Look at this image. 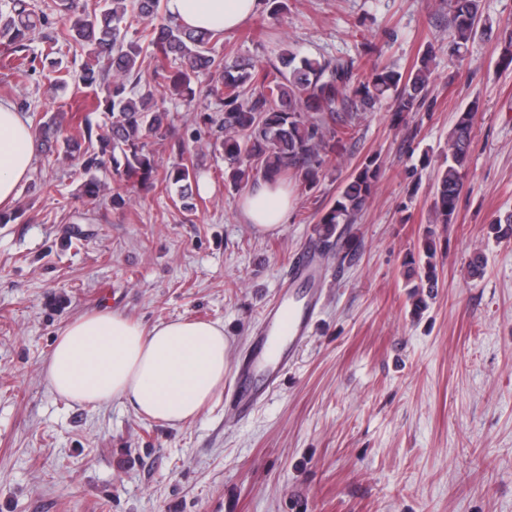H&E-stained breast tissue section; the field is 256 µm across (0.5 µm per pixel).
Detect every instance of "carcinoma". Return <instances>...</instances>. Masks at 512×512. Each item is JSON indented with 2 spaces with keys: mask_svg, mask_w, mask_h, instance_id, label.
<instances>
[{
  "mask_svg": "<svg viewBox=\"0 0 512 512\" xmlns=\"http://www.w3.org/2000/svg\"><path fill=\"white\" fill-rule=\"evenodd\" d=\"M454 31L452 55L462 49L478 31L477 0H452ZM60 14L61 24L49 26V15ZM218 35L185 27L161 12V0H100L89 11L80 0H49L35 11L27 0H7L0 8V68L26 81L35 70L36 58L54 67L51 55L59 43L84 52L93 63L82 67L74 79L96 90L91 101L79 105L68 122L60 114L38 123V132L50 147L76 165L81 179V196L89 201L109 197L112 207L123 208L130 200L129 189L176 191L183 209L191 211L193 184L198 181L194 162L163 166L149 140L167 134L171 113L157 99L192 102L200 75L211 78L208 95L217 102V113L200 111L196 124L217 128L224 161L230 170V184L237 190L258 179L277 181L288 175L306 190L319 183L323 169L331 163L336 144L351 135L355 127L349 107L357 100L372 108L385 98L401 116L420 111L426 100L434 46L428 45L414 69L403 76L384 66L368 72L355 62L298 57L285 51L280 64L265 67L228 66L212 53ZM42 44L40 55L32 49ZM172 63L168 70L143 77L147 48ZM102 112L108 119L105 130H94L90 115ZM474 109L460 116L450 134L448 157L432 186L431 209L442 224L453 222L463 188V170ZM112 169V183L98 172ZM381 164L368 157L345 181L333 203L317 223L314 250L321 255L343 242L346 255H354L357 243L342 240L341 224H354L371 198L380 178ZM496 239L512 238V213L491 222ZM434 234L427 231L419 288L438 285Z\"/></svg>",
  "mask_w": 512,
  "mask_h": 512,
  "instance_id": "cac0c4a2",
  "label": "carcinoma"
}]
</instances>
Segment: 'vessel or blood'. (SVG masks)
Listing matches in <instances>:
<instances>
[{"mask_svg": "<svg viewBox=\"0 0 512 512\" xmlns=\"http://www.w3.org/2000/svg\"><path fill=\"white\" fill-rule=\"evenodd\" d=\"M318 304L319 298L313 293L303 304L283 299L267 312L268 334L261 338L260 344L264 347L275 346L277 355L271 361L258 356L243 364L238 382L241 394L236 401L240 415H248L262 395L278 386L297 348L309 334Z\"/></svg>", "mask_w": 512, "mask_h": 512, "instance_id": "1", "label": "vessel or blood"}]
</instances>
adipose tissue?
I'll list each match as a JSON object with an SVG mask.
<instances>
[{
	"mask_svg": "<svg viewBox=\"0 0 512 512\" xmlns=\"http://www.w3.org/2000/svg\"><path fill=\"white\" fill-rule=\"evenodd\" d=\"M261 0H167L184 26L229 31L261 8ZM35 159L30 122L14 103L0 99V206L12 205ZM290 199L278 183L247 192L242 212L255 230L287 223ZM228 340L220 324L172 320L146 328L115 310L81 316L59 334L45 364L54 390L79 405L110 400L137 414L178 425L196 418L224 386Z\"/></svg>",
	"mask_w": 512,
	"mask_h": 512,
	"instance_id": "1",
	"label": "adipose tissue"
}]
</instances>
